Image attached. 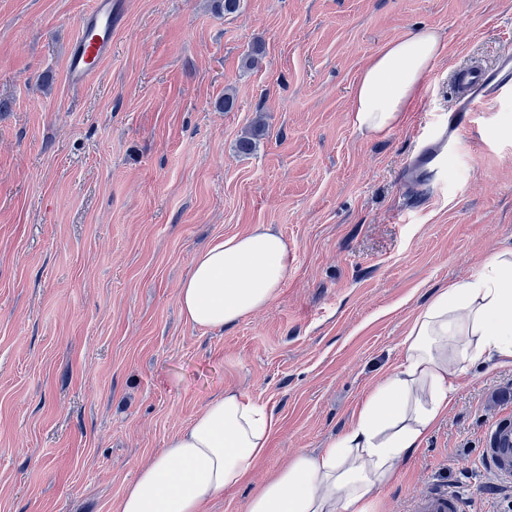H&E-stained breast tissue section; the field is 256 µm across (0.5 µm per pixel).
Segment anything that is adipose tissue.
I'll return each instance as SVG.
<instances>
[{
  "label": "adipose tissue",
  "instance_id": "obj_1",
  "mask_svg": "<svg viewBox=\"0 0 512 512\" xmlns=\"http://www.w3.org/2000/svg\"><path fill=\"white\" fill-rule=\"evenodd\" d=\"M443 51L433 28L388 44L357 77L353 124L375 135L398 127ZM290 264L287 242L262 225L213 241L191 260L178 289L180 313L195 326L234 325L277 298ZM401 346V363L367 393L351 427L323 453H297L244 512H375L402 460L447 414L457 378L490 360L512 365V248L492 253L478 276L440 289ZM275 425L267 404L237 390L212 396L139 469L118 512H203L251 476Z\"/></svg>",
  "mask_w": 512,
  "mask_h": 512
}]
</instances>
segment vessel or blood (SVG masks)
I'll return each mask as SVG.
<instances>
[{"label": "vessel or blood", "mask_w": 512, "mask_h": 512, "mask_svg": "<svg viewBox=\"0 0 512 512\" xmlns=\"http://www.w3.org/2000/svg\"><path fill=\"white\" fill-rule=\"evenodd\" d=\"M120 21L116 0H94L80 20L67 64V78L82 86L95 76L112 53V36ZM456 98L460 111L476 112L484 100L512 91V50L500 52L495 67L473 64L457 72ZM448 128L437 125L422 133L412 162L413 177L441 178L446 167L440 151L449 144ZM479 465L500 480L512 482V417L495 420L488 428ZM468 503L460 494L435 487L415 495L410 512H466Z\"/></svg>", "instance_id": "obj_1"}]
</instances>
